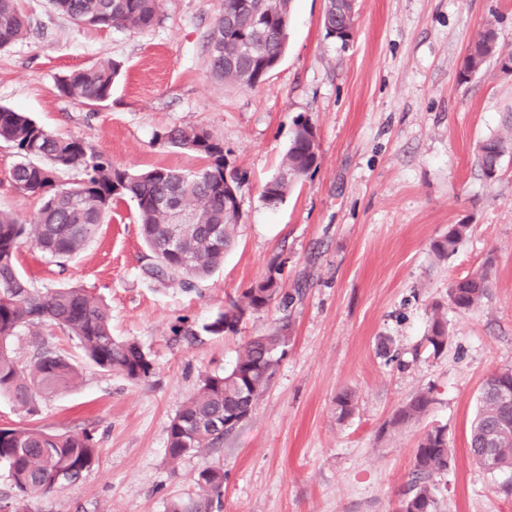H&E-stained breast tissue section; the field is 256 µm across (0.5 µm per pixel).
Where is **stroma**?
<instances>
[{
    "mask_svg": "<svg viewBox=\"0 0 512 512\" xmlns=\"http://www.w3.org/2000/svg\"><path fill=\"white\" fill-rule=\"evenodd\" d=\"M325 3L293 0L286 55L250 88L208 70L206 39L224 0H163L160 22L144 31L81 28L49 0H18L30 31L0 50V107L136 172L195 169L191 153L157 138L202 127L243 176L235 242L193 291L144 275L129 200L64 264L20 252L18 267L36 288H85L110 307L113 336L137 340L154 365L147 380L130 382L88 365L57 331L53 342L82 367L81 383L38 399L32 412L0 394V427L90 428L98 440V464L38 499L36 512H168L173 500L194 497L192 479L209 463L224 470L220 512H394L417 443L436 426L453 456L437 478L438 512H512V473H489L468 451L482 384L512 369V156L491 181L477 163L479 144L512 113V76L491 58L459 79L487 29L512 53V0H356L345 44L325 35ZM107 59L122 65L107 103L93 110L60 95L69 71ZM300 119L316 132L317 166L268 206L264 185ZM15 161L0 142V210L26 221L37 203L13 187ZM461 221L470 235L437 259L432 241ZM490 253L487 299L472 312L448 310V348L433 355L423 342L432 303ZM273 266L293 299L287 310L271 305L235 335L205 331ZM285 311L292 339L249 421L223 447L169 462L167 427L202 377L229 369ZM385 337L394 359L379 353ZM346 389L356 407L342 419L336 396ZM418 391L432 399L428 414L391 426Z\"/></svg>",
    "mask_w": 512,
    "mask_h": 512,
    "instance_id": "35a3bbf8",
    "label": "stroma"
}]
</instances>
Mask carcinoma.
<instances>
[{"mask_svg": "<svg viewBox=\"0 0 512 512\" xmlns=\"http://www.w3.org/2000/svg\"><path fill=\"white\" fill-rule=\"evenodd\" d=\"M55 9L79 27L123 28L142 31L161 20L160 0H51ZM242 0H224V8L207 35L208 69L217 80L255 87L266 75L263 66L282 59L288 27L270 22L289 17V0H250V9H240ZM354 26V20L336 14V2L326 4L323 28L326 36L336 25ZM27 18L15 0H0V49L28 34ZM512 60V53L498 52L497 36L487 32L471 46L460 71L461 80L476 74L485 58ZM121 64L106 60L69 72L58 83V92L77 103L94 107L108 100ZM316 133L307 122L296 124L280 171L303 176L316 163ZM15 150L17 161L10 172L13 187L37 198L39 207L30 223L23 224L0 211V393L6 392L20 407L32 409L36 398L51 396L76 386L80 372L57 349L45 345L28 365L16 360L11 341L27 326L53 335L58 328L75 337L93 366L132 382L150 377L153 362L134 340L112 336L107 306L86 289L60 287L40 291L18 268L20 248L32 244L44 257L61 263L79 254L111 216L112 204L129 198L136 203L137 221L148 249L145 274L184 289L192 279L212 273L224 261L234 242L236 222H224V147L209 131L197 126L173 127L163 132L160 145L189 151L201 165L193 171L156 168L133 173L91 151L80 139L56 135L21 112L0 107V142ZM512 146V129L492 135L478 147V162L485 177L494 179L500 169L501 149ZM63 172H75L73 183L61 180ZM295 185L277 175L265 184L262 198L269 206L281 202ZM175 200L178 210L191 213L195 221L184 228L177 252L167 250L173 212L165 201ZM220 228L215 235L213 230ZM472 231L467 223L452 224L431 243L438 259L453 254ZM495 256L487 255L474 273L448 286V306L460 312L479 308L492 287ZM278 303L288 309L281 294L278 269L232 299L205 330L213 335L236 334L254 313ZM290 316L283 315L272 329L251 337L233 366L222 374L205 375L197 393L171 419L166 455L178 461L201 454L224 443L251 417L259 399L273 379L291 341ZM448 320L444 306L433 304L424 341L433 354L448 347ZM512 383V369L490 376L478 398V412L471 425L469 453L488 472H512V397L500 394L503 383ZM432 404L426 392L412 394L396 410L393 426L418 421ZM94 431L54 432L40 427H0V465L8 469L14 493L0 503V512H32V503L43 495L78 482L98 463ZM451 452L448 434L437 427L424 434L415 448L410 479L398 497L396 512H437L433 477L448 470ZM197 497L174 500L169 512H210L224 490V470L203 466L193 477Z\"/></svg>", "mask_w": 512, "mask_h": 512, "instance_id": "cac0c4a2", "label": "carcinoma"}]
</instances>
